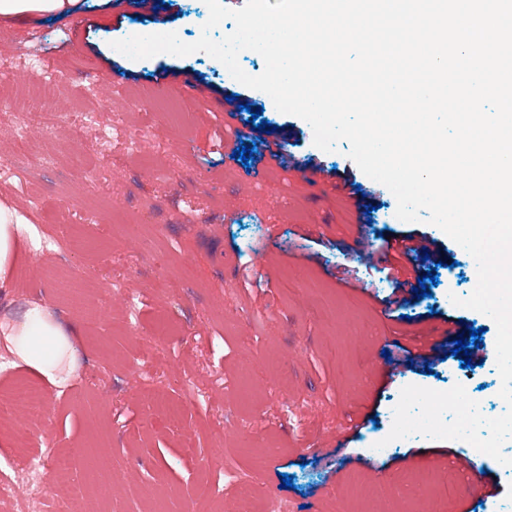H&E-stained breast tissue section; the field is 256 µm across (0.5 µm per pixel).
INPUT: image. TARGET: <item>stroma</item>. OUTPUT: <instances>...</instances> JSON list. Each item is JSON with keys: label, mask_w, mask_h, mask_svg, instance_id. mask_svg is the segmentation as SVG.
Listing matches in <instances>:
<instances>
[{"label": "stroma", "mask_w": 512, "mask_h": 512, "mask_svg": "<svg viewBox=\"0 0 512 512\" xmlns=\"http://www.w3.org/2000/svg\"><path fill=\"white\" fill-rule=\"evenodd\" d=\"M208 17L204 0H166L156 14L124 16L110 0H81L72 15L0 20V193L31 221L13 270L19 289L0 291V311L19 314L41 302L78 331L66 387L0 366V394L21 380L47 396L39 420L21 413L0 424V471L21 470L30 457L47 465L67 451L74 480L49 490L53 510L208 512L196 495L205 483L224 512H235L248 484L284 512H397L395 481L460 456L497 487L478 512H512V465L460 440L397 442L374 458L376 472L362 468L388 436L390 409L406 385L459 383L485 416L506 410L492 356L467 368L454 357L433 374L399 366L376 382L384 337L439 314L484 328L490 347L497 329L448 300L474 290L470 256L432 224L392 220L394 195L348 157V143L318 149L307 122L279 112L266 93L225 81L223 64L205 52L135 61L110 47L145 28L192 43ZM173 76L189 78L198 96L171 98L163 84ZM45 79L53 82L51 112L42 116L31 89ZM234 94L287 131L294 167L272 165L259 143L254 152L267 175L250 181L241 159L226 158V129L255 128L249 113L228 118L213 108ZM89 113L106 125L108 146H64L43 131L82 124ZM22 125L33 143L19 172L10 159L12 132ZM307 158L334 173L317 197L301 179ZM355 185L372 208L363 228L370 239L422 232L449 249L431 296L411 298L402 312L384 314L390 281L347 247ZM314 213L321 223H311ZM58 230L64 246L43 250ZM346 269L372 283L377 298L340 282ZM160 322L170 334L158 343ZM356 417L360 429L336 446L337 429ZM285 474L293 478L287 489ZM337 475L333 499L327 490ZM371 481L375 501L359 492Z\"/></svg>", "instance_id": "35a3bbf8"}]
</instances>
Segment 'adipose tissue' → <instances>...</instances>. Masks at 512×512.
I'll return each instance as SVG.
<instances>
[{
  "label": "adipose tissue",
  "mask_w": 512,
  "mask_h": 512,
  "mask_svg": "<svg viewBox=\"0 0 512 512\" xmlns=\"http://www.w3.org/2000/svg\"><path fill=\"white\" fill-rule=\"evenodd\" d=\"M80 0H0V18L23 22L42 14H63L75 10ZM25 219L17 206L0 196V288L13 287L11 277L16 260V245ZM0 343L31 371L54 385H63L59 368L63 357L72 356L68 331L56 321L45 304L33 302L20 320L0 322Z\"/></svg>",
  "instance_id": "adipose-tissue-1"
}]
</instances>
